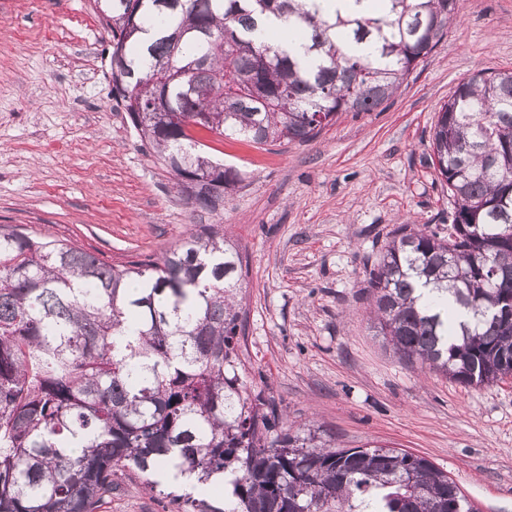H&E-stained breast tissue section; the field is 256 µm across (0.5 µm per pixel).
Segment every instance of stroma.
<instances>
[{"instance_id": "stroma-1", "label": "stroma", "mask_w": 512, "mask_h": 512, "mask_svg": "<svg viewBox=\"0 0 512 512\" xmlns=\"http://www.w3.org/2000/svg\"><path fill=\"white\" fill-rule=\"evenodd\" d=\"M111 41L92 0H0V224L112 265L156 255L199 224L243 257L237 372L288 423L338 446L376 442L448 474L473 512H512V378L466 388L400 362L370 313L367 273L403 222L447 234L433 165L437 113L480 70H512V0H458L444 40L371 112L307 143L196 136L240 181L188 204L112 96ZM104 512H171L121 476Z\"/></svg>"}]
</instances>
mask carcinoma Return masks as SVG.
Here are the masks:
<instances>
[{
	"instance_id": "cac0c4a2",
	"label": "carcinoma",
	"mask_w": 512,
	"mask_h": 512,
	"mask_svg": "<svg viewBox=\"0 0 512 512\" xmlns=\"http://www.w3.org/2000/svg\"><path fill=\"white\" fill-rule=\"evenodd\" d=\"M301 0H94L112 38V95L190 204L218 209L238 174L192 129L304 143L372 112L440 44L458 0H383L342 16ZM296 28L304 62L259 41ZM153 31L150 43L138 40ZM173 64L186 77L165 81ZM430 147L454 199L448 235L402 225L369 271L373 317L398 359L465 388L512 376V71L462 80ZM242 256L205 224L159 256L109 265L0 225V512H101L119 474L197 478L176 512H470L425 457L339 449L293 432L236 373ZM224 486V506L205 495Z\"/></svg>"
}]
</instances>
